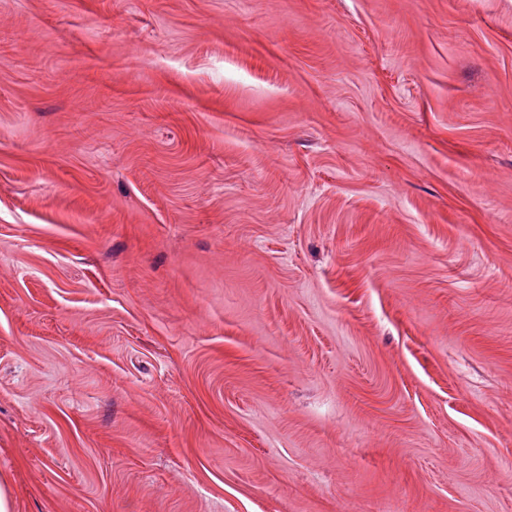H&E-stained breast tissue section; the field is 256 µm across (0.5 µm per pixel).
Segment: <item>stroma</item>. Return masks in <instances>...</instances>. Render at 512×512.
Returning <instances> with one entry per match:
<instances>
[{
	"mask_svg": "<svg viewBox=\"0 0 512 512\" xmlns=\"http://www.w3.org/2000/svg\"><path fill=\"white\" fill-rule=\"evenodd\" d=\"M14 512H512V0H0Z\"/></svg>",
	"mask_w": 512,
	"mask_h": 512,
	"instance_id": "35a3bbf8",
	"label": "stroma"
}]
</instances>
